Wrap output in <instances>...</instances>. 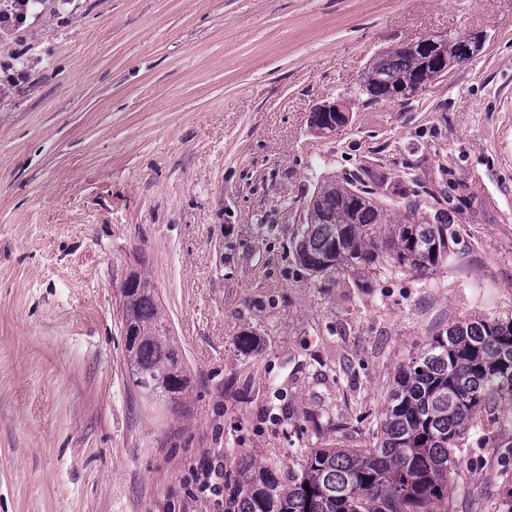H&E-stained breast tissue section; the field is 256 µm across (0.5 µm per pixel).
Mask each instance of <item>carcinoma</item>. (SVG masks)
<instances>
[{"mask_svg":"<svg viewBox=\"0 0 512 512\" xmlns=\"http://www.w3.org/2000/svg\"><path fill=\"white\" fill-rule=\"evenodd\" d=\"M472 34L437 35L447 61L436 68L402 44L371 59L356 96L369 103L408 101L464 64L457 54ZM385 177L368 168L322 177L306 205L295 253L314 275L338 269L352 275L388 268L427 272L451 260L450 229L465 206L451 203L430 215L440 192L416 178L396 179L398 220L387 217ZM136 288L120 311L134 330L127 368L134 384L154 401L173 403L186 384L168 322L153 282L134 272ZM506 402L512 413V317H477L448 325L398 368L386 400L384 422L370 448H312L299 470L241 463L231 512H448L456 450L482 408Z\"/></svg>","mask_w":512,"mask_h":512,"instance_id":"cac0c4a2","label":"carcinoma"}]
</instances>
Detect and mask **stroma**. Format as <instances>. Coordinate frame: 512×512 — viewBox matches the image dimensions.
Wrapping results in <instances>:
<instances>
[{"label":"stroma","instance_id":"35a3bbf8","mask_svg":"<svg viewBox=\"0 0 512 512\" xmlns=\"http://www.w3.org/2000/svg\"><path fill=\"white\" fill-rule=\"evenodd\" d=\"M0 98V512H227L238 463L367 448L399 365L448 323L512 317V0H71ZM480 32L468 63L363 105L376 53ZM346 100L350 121L311 126ZM450 175V263L315 277L321 174ZM153 281L185 365L134 386L120 288ZM256 339L242 349L241 336ZM448 512H496L512 423L480 412ZM314 112L325 113L327 116L325 125L317 129L318 133L322 135L334 133L339 127L344 126L349 121V110L346 102L343 100L324 103L316 107Z\"/></svg>","mask_w":512,"mask_h":512}]
</instances>
